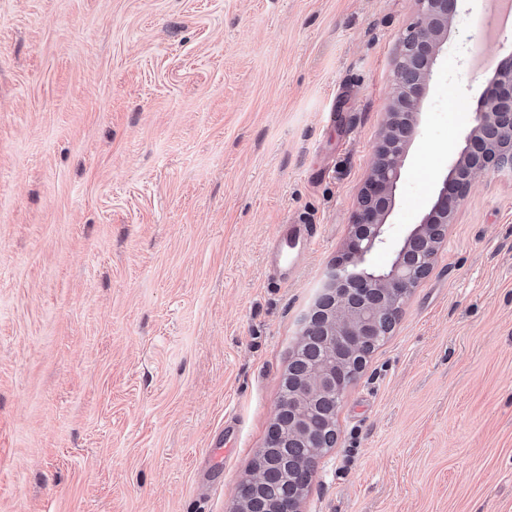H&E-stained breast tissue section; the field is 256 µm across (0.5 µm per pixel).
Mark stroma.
I'll use <instances>...</instances> for the list:
<instances>
[{
  "label": "stroma",
  "instance_id": "obj_1",
  "mask_svg": "<svg viewBox=\"0 0 512 512\" xmlns=\"http://www.w3.org/2000/svg\"><path fill=\"white\" fill-rule=\"evenodd\" d=\"M488 8L433 69L392 243L472 126ZM417 13L0 0V512H233ZM301 217L318 242L282 281L265 250ZM336 420L301 512H512V173L474 182Z\"/></svg>",
  "mask_w": 512,
  "mask_h": 512
}]
</instances>
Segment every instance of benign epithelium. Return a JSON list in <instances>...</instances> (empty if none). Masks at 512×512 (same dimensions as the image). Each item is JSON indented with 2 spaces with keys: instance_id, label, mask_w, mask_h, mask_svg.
<instances>
[{
  "instance_id": "7a95c632",
  "label": "benign epithelium",
  "mask_w": 512,
  "mask_h": 512,
  "mask_svg": "<svg viewBox=\"0 0 512 512\" xmlns=\"http://www.w3.org/2000/svg\"><path fill=\"white\" fill-rule=\"evenodd\" d=\"M418 16L400 41L395 60V86L387 112L390 123L381 133L371 174L361 193L346 250L323 285L336 305L314 307L303 335L330 352L297 380L288 402V436L313 438L322 432V417L311 405L326 395L342 399L348 383L340 368L347 351L380 335L393 323L403 300L429 274L447 224L476 177L512 172V57L489 80L482 104L464 146L451 162L429 212L413 225L389 266L377 268L369 257L388 242L387 219L408 149L419 133L422 103L434 65L447 43L462 0H417ZM271 512H299V502L286 491H274Z\"/></svg>"
}]
</instances>
